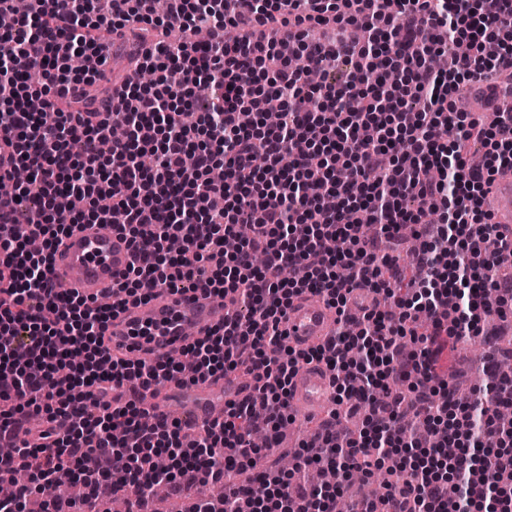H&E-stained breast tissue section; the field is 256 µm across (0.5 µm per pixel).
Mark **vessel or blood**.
Returning <instances> with one entry per match:
<instances>
[{
  "mask_svg": "<svg viewBox=\"0 0 512 512\" xmlns=\"http://www.w3.org/2000/svg\"><path fill=\"white\" fill-rule=\"evenodd\" d=\"M468 89L469 99L480 101L489 118L512 113V83L476 78ZM484 207L495 223L512 227V171L495 175ZM130 260L131 247L124 235L108 225L84 224L65 236L56 250L53 280L58 287L98 299L111 292L116 276L126 270ZM228 311L227 301L215 300L199 289H156L144 302L115 309L105 325L103 341L117 356L164 358L223 325ZM335 325L334 309L312 295L296 299L283 320L289 345L299 349L326 343ZM224 386L221 378L188 389L172 381L146 392L143 405L157 423L179 415L191 425H204L223 418ZM335 401L334 377L324 366L306 364L293 376L289 404L294 414L321 413Z\"/></svg>",
  "mask_w": 512,
  "mask_h": 512,
  "instance_id": "b4317fda",
  "label": "vessel or blood"
}]
</instances>
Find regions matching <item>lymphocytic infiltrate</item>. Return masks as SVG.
Listing matches in <instances>:
<instances>
[{
    "instance_id": "lymphocytic-infiltrate-1",
    "label": "lymphocytic infiltrate",
    "mask_w": 512,
    "mask_h": 512,
    "mask_svg": "<svg viewBox=\"0 0 512 512\" xmlns=\"http://www.w3.org/2000/svg\"><path fill=\"white\" fill-rule=\"evenodd\" d=\"M26 16L0 30V137L16 158L0 182L27 169L38 200L17 186L0 196V444L12 463L32 461L37 482L88 469L86 494L135 492V512H152L151 489L173 491L255 467L252 397L267 407L277 445L298 366L325 364L336 401L363 413L358 435L324 420L289 470L269 466L220 504L190 512H336L352 472L390 469L387 493L367 512H512V374L493 370L482 397L450 398L434 367L439 336L480 334L512 303V239L483 207L485 186L512 168V126L469 116L457 98L473 77L512 59V0H29ZM126 30L138 80L123 83L121 106L97 124L64 111L54 95L94 85L111 59L105 36ZM470 43L445 72L435 46ZM93 68L71 69L73 55ZM344 59L342 83L308 75ZM41 85L29 84L31 70ZM43 101L31 111L32 97ZM279 125L259 120L269 100ZM128 133L117 138L113 125ZM106 152L77 156V141ZM478 142L485 162L464 148ZM223 168L216 182L210 173ZM82 224H112L133 247L112 290L119 304L157 288L203 287L231 298L223 326L185 351L195 381L241 371L253 396L227 401L223 420L188 431L179 420L142 423L141 393L180 378L181 364L113 360L100 336L112 306L55 291L56 247ZM250 236L232 252L240 225ZM408 230L420 276L395 293L383 275ZM318 295L335 309L323 346H286L280 328L294 298ZM430 333H418L420 315ZM411 381L416 409L398 386ZM335 482L313 488L312 469ZM454 473L456 497L441 470Z\"/></svg>"
}]
</instances>
